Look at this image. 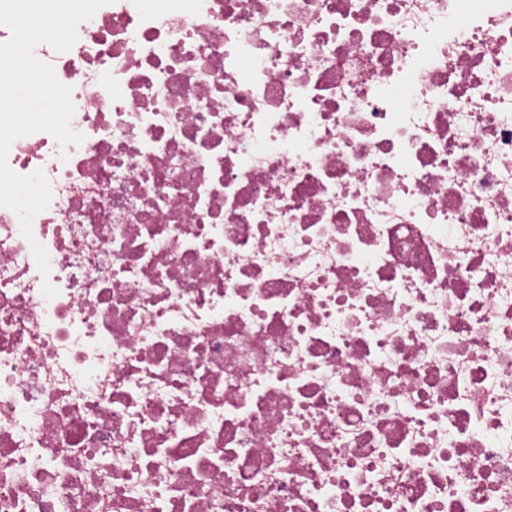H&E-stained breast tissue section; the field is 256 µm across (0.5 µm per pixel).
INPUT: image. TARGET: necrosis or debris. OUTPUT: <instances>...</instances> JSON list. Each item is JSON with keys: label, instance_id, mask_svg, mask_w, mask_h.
Masks as SVG:
<instances>
[{"label": "necrosis or debris", "instance_id": "obj_1", "mask_svg": "<svg viewBox=\"0 0 512 512\" xmlns=\"http://www.w3.org/2000/svg\"><path fill=\"white\" fill-rule=\"evenodd\" d=\"M77 32L83 142L7 158L0 512H512V0Z\"/></svg>", "mask_w": 512, "mask_h": 512}]
</instances>
